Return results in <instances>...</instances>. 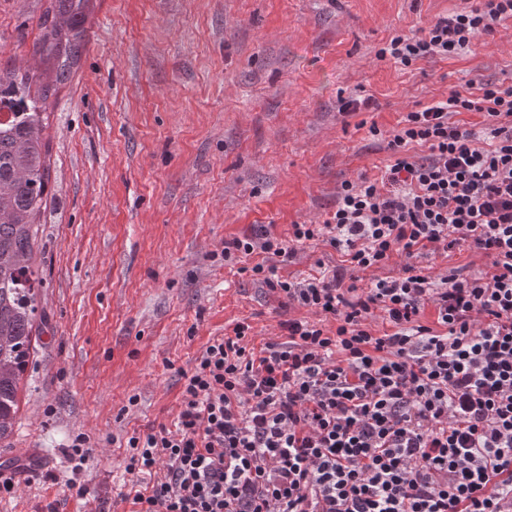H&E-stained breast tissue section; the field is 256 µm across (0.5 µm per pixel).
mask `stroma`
Returning a JSON list of instances; mask_svg holds the SVG:
<instances>
[{
	"instance_id": "stroma-1",
	"label": "stroma",
	"mask_w": 512,
	"mask_h": 512,
	"mask_svg": "<svg viewBox=\"0 0 512 512\" xmlns=\"http://www.w3.org/2000/svg\"><path fill=\"white\" fill-rule=\"evenodd\" d=\"M473 0H94L88 43L47 111L51 184L36 266L43 314L0 440L12 493L0 512H130L127 440L173 428L208 342L248 322V344L315 321L225 264L226 241L320 224L344 181L380 176L406 113L453 91L512 87V22L452 58H378L392 37ZM51 0H0V67L24 71ZM369 106L342 111V101ZM343 256L311 241L274 258L301 280ZM462 247L347 271L365 289L410 264L423 275L490 271ZM77 430L83 462L67 444ZM32 449L22 457L20 449ZM75 479L84 496L69 495Z\"/></svg>"
}]
</instances>
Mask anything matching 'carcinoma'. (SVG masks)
Returning <instances> with one entry per match:
<instances>
[{
    "label": "carcinoma",
    "mask_w": 512,
    "mask_h": 512,
    "mask_svg": "<svg viewBox=\"0 0 512 512\" xmlns=\"http://www.w3.org/2000/svg\"><path fill=\"white\" fill-rule=\"evenodd\" d=\"M90 0H53L32 45L35 66L0 78V439L16 419V393L39 331L34 248L51 182L42 115L86 45Z\"/></svg>",
    "instance_id": "obj_1"
}]
</instances>
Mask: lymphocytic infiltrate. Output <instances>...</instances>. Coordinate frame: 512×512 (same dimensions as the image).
Wrapping results in <instances>:
<instances>
[{"instance_id": "lymphocytic-infiltrate-1", "label": "lymphocytic infiltrate", "mask_w": 512, "mask_h": 512, "mask_svg": "<svg viewBox=\"0 0 512 512\" xmlns=\"http://www.w3.org/2000/svg\"><path fill=\"white\" fill-rule=\"evenodd\" d=\"M507 19L512 0H479L378 55L404 66L454 56ZM472 111L489 144L449 125ZM388 146L380 178L344 182L333 216L292 225L290 242H327L359 270L471 244L491 271L434 280L407 264L352 300L343 268L289 281L253 265L336 327L289 320L285 341L256 352L245 322L213 340L184 376L174 429L127 442V471L150 478L133 512H512V87L409 112ZM285 245L266 231L235 238L224 260ZM378 310L393 333L373 334Z\"/></svg>"}]
</instances>
